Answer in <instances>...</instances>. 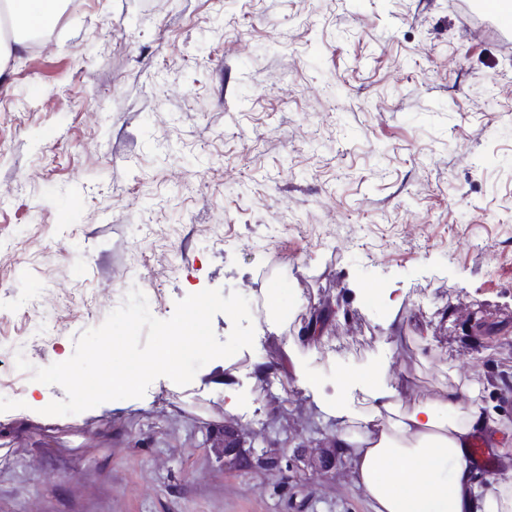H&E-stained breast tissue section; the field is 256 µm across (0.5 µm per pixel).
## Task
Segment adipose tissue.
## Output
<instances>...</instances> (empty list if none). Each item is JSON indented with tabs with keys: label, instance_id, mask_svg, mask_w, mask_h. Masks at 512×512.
Returning <instances> with one entry per match:
<instances>
[{
	"label": "adipose tissue",
	"instance_id": "ef3b65f1",
	"mask_svg": "<svg viewBox=\"0 0 512 512\" xmlns=\"http://www.w3.org/2000/svg\"><path fill=\"white\" fill-rule=\"evenodd\" d=\"M21 34L50 28L64 0H11ZM371 411L346 400L326 401L322 411L341 419L336 448L350 462L353 484L371 512H512V458L501 473L480 478L467 453L473 433L501 443L511 431L481 399L479 389H452L447 399L403 407L400 388L376 384L365 390Z\"/></svg>",
	"mask_w": 512,
	"mask_h": 512
}]
</instances>
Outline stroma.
Instances as JSON below:
<instances>
[{
  "mask_svg": "<svg viewBox=\"0 0 512 512\" xmlns=\"http://www.w3.org/2000/svg\"><path fill=\"white\" fill-rule=\"evenodd\" d=\"M475 26L448 0H75L11 55L0 512H369L345 458L259 460L329 447L319 401L384 361L404 405L480 384L512 425V52ZM134 286L160 319L238 292L254 344L44 415L65 392L17 354L68 359ZM228 424L253 468L213 452Z\"/></svg>",
  "mask_w": 512,
  "mask_h": 512,
  "instance_id": "1",
  "label": "stroma"
}]
</instances>
